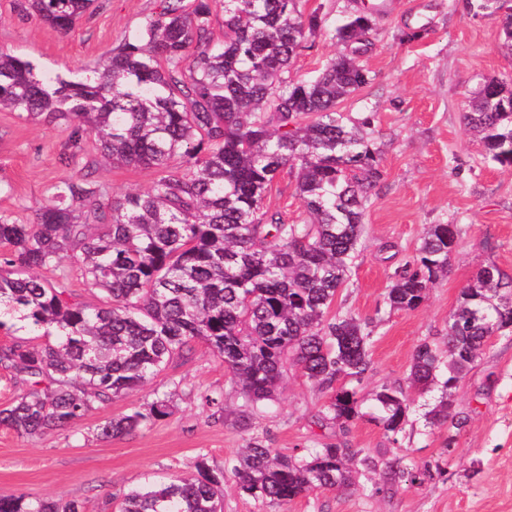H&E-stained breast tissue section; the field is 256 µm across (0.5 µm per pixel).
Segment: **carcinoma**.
Instances as JSON below:
<instances>
[{"label": "carcinoma", "instance_id": "cac0c4a2", "mask_svg": "<svg viewBox=\"0 0 512 512\" xmlns=\"http://www.w3.org/2000/svg\"><path fill=\"white\" fill-rule=\"evenodd\" d=\"M96 0H17L16 10L60 32L96 9ZM299 0H156L141 30L106 53L92 74L40 77L29 59L0 50V110L65 121L69 165L94 137L114 165L154 172L149 187L116 195L96 177L97 160L48 189L31 223L0 211V329L11 317L45 328L48 340L0 344V368L26 390L0 409L20 436L51 433L96 406L144 387L200 340L223 361L243 399V417L276 401L288 370L332 392L319 421L344 428L363 417L356 392L372 369L370 322L332 312L358 254L372 190L382 178L371 120L339 103L371 81L359 56L373 15H347L336 29L344 51L312 80L290 76L317 11ZM504 12L512 50V0H480ZM222 15V36L213 20ZM464 121L490 161L512 168V86L486 81ZM295 174L308 215L287 224L265 201L277 176ZM459 245L454 224L429 226L417 255L395 272L387 303L412 311L448 273ZM70 265L63 266L64 260ZM104 293L76 299L73 271ZM512 330V278L497 265L478 270L449 318L448 361L424 342L408 388L383 385L372 416L386 436L408 422L409 390L441 383L428 410L448 423V390L491 336ZM170 415L167 394L96 427L102 439L130 435ZM377 476L374 490L422 484L430 468L379 464L345 442L284 455L251 437L231 468L243 493L270 506L348 484L349 465ZM197 475L176 476L123 495L119 512H221L224 471L204 455ZM0 512H84L76 500L0 498Z\"/></svg>", "mask_w": 512, "mask_h": 512}]
</instances>
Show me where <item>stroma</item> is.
Segmentation results:
<instances>
[{
  "label": "stroma",
  "mask_w": 512,
  "mask_h": 512,
  "mask_svg": "<svg viewBox=\"0 0 512 512\" xmlns=\"http://www.w3.org/2000/svg\"><path fill=\"white\" fill-rule=\"evenodd\" d=\"M361 2L301 0V10L318 11L323 26L305 39L292 77H315L339 53L335 29ZM102 3L63 34L22 20L14 0H0V50L34 59L44 73L85 75L137 32L156 0ZM475 3L387 0L385 12L374 17L373 46L363 57L371 81L340 105L350 117H372L383 172L365 213L361 251L335 306L369 319L373 329L372 370L355 386L364 417L343 433L321 426L316 415L327 393L293 371L279 399L241 426L230 375L199 342L142 389L98 405L67 429L26 437L0 425V498L76 500L85 512H114L129 489L194 473L198 455L210 468H224L257 433L283 454L342 438L377 460L437 464L442 472L424 484L402 481L380 493L358 473L350 486L318 490L276 509L241 492L229 477L224 512H512V332L492 336L450 390L452 412L465 419L461 428L426 423L424 414L437 400L433 393L415 397L398 440L369 418L380 385L406 386L418 345L442 342L461 289L480 267L493 263L512 276V168L487 159L463 120L468 97L486 80L512 79V56L500 49L501 15L479 13ZM69 132L61 120L0 112V211L33 221L49 186L76 174V167L59 162ZM266 206L286 223L303 222L292 174L278 175ZM432 224L458 227L449 272L431 284L419 308L390 309L392 275ZM156 392L170 394V415L128 436L96 437L97 424ZM204 393L223 395L221 417L203 405Z\"/></svg>",
  "instance_id": "35a3bbf8"
}]
</instances>
